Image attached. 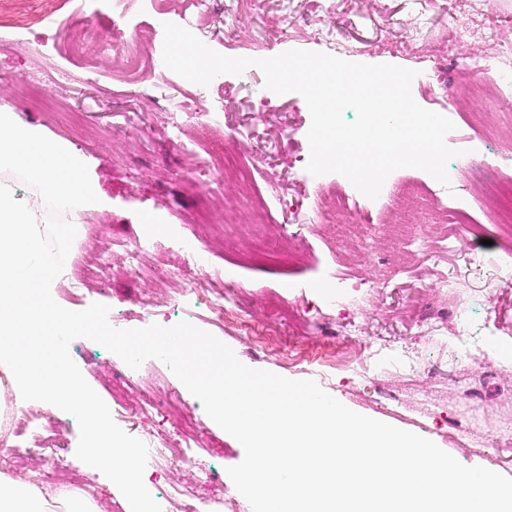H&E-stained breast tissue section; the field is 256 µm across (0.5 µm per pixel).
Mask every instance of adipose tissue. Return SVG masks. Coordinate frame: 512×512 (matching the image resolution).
Here are the masks:
<instances>
[{
    "label": "adipose tissue",
    "mask_w": 512,
    "mask_h": 512,
    "mask_svg": "<svg viewBox=\"0 0 512 512\" xmlns=\"http://www.w3.org/2000/svg\"><path fill=\"white\" fill-rule=\"evenodd\" d=\"M0 512H99L81 491L57 493L42 482L0 475Z\"/></svg>",
    "instance_id": "obj_1"
}]
</instances>
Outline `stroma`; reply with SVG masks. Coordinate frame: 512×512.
<instances>
[{
	"instance_id": "stroma-1",
	"label": "stroma",
	"mask_w": 512,
	"mask_h": 512,
	"mask_svg": "<svg viewBox=\"0 0 512 512\" xmlns=\"http://www.w3.org/2000/svg\"><path fill=\"white\" fill-rule=\"evenodd\" d=\"M165 9L158 15L151 0H68L36 23L0 28V112L81 155L101 198L98 211L74 213L73 247L89 260L107 257L109 266L76 293L70 290L75 272L64 269L54 288L58 304L72 311L106 304L118 329L188 322L228 345L248 367L317 380L351 410L430 439L463 465L512 478V452L493 444L501 428L512 430V288H489L500 274L492 260L503 254L506 239L491 222L487 194L493 182L512 180V137L487 135L469 122L474 113L498 117L512 105L489 95L471 97L462 73L464 64L494 52L489 30L512 40V0H470L471 32L461 36L453 33L457 18L448 0H214L198 37L227 56L320 51L303 24L323 22L332 27L337 48L352 51L355 62L428 71L427 81L413 83V98L428 110L445 107L455 125L446 142L468 150L472 167L449 191L425 171L402 168L373 200L344 176L328 174L337 192L367 218L347 226L279 221L282 204L301 205L316 190L317 179L306 170L311 116L299 94L273 96L271 108H260L264 76L256 68L227 75L220 103L202 85L168 69L124 82V54L103 48L101 37L110 36L116 23L146 29L149 52L161 55L165 23L184 26L191 15L187 0H167ZM84 15L94 31L76 27ZM228 21L235 34L230 43L223 39ZM401 40L410 41L412 50L394 51L392 42ZM179 106L190 126L210 125L225 146L256 163L254 191L278 180L279 197L267 200L274 221L263 227L269 261L251 260L239 230L256 221L249 204H241L234 224L201 231L200 218L237 197L238 187L213 181L197 157L171 142L169 117ZM240 130L246 138L233 142L232 133ZM431 196L449 223H433L424 210ZM461 216L481 225L480 235L464 242L488 257L489 265L471 268L459 261L453 234ZM400 221L407 237L427 247L426 256L389 235L388 225ZM189 237L200 240L197 261L212 273V291L235 285L249 329L216 315L202 298L174 310L164 307L163 274L186 263L181 243ZM135 248L142 251L148 277L137 279L127 270V253ZM444 274L454 288H443ZM377 283L381 293L370 294L369 286ZM455 342L462 359L483 357L493 365L492 377L478 380L477 397H469L466 384L443 378ZM72 345L84 356L78 364L82 375L117 425L135 437L147 430L186 441L188 455L218 474L211 482L192 466L150 474L152 497L171 495L174 512H224L225 498L236 491L227 470L243 460L241 444L210 423L200 401L162 361L146 360L141 380L129 381L117 371L119 357L102 345L86 338ZM318 357L349 366L321 378L307 364ZM158 390L174 395L184 416L152 412L139 424L122 417L123 405H139ZM36 412L56 424L64 443L58 456L34 462L43 481L53 483L57 467L65 466L86 497L105 504L120 498L114 483L76 458V419L50 404Z\"/></svg>"
}]
</instances>
